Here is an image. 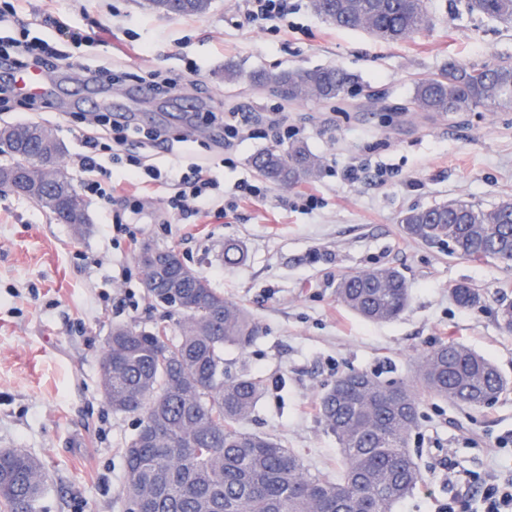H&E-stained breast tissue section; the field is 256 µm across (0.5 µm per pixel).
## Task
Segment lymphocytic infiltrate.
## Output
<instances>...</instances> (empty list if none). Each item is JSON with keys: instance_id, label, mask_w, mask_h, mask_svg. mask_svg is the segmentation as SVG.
Returning a JSON list of instances; mask_svg holds the SVG:
<instances>
[{"instance_id": "1", "label": "lymphocytic infiltrate", "mask_w": 512, "mask_h": 512, "mask_svg": "<svg viewBox=\"0 0 512 512\" xmlns=\"http://www.w3.org/2000/svg\"><path fill=\"white\" fill-rule=\"evenodd\" d=\"M72 65L70 56L49 41L15 38L0 41V106L11 103L23 111L49 108L50 102L46 96H24L18 93L12 81V71L36 69L51 78ZM193 136L194 132L190 129L173 138L162 128L145 130L128 114L114 118L92 113L82 139L86 152L79 161L80 169L87 174L82 187L98 198L122 202L130 213L131 222L127 225L117 224V232L129 239H136L137 232L131 223L138 220L142 203L136 196H119L111 171L96 160L97 153L104 150L111 152L113 160H127L134 169L135 179L144 184L145 188L177 184L178 190L168 198L167 205L177 211L182 219L211 211L216 216H223V207L215 203L214 192L218 190L219 184L212 173L209 159H202L193 164L188 173L179 175L174 165L159 166L148 161L143 153L144 148L165 144L172 139L186 143L192 141Z\"/></svg>"}]
</instances>
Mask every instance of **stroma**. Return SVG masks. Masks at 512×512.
Segmentation results:
<instances>
[{
	"label": "stroma",
	"instance_id": "obj_1",
	"mask_svg": "<svg viewBox=\"0 0 512 512\" xmlns=\"http://www.w3.org/2000/svg\"><path fill=\"white\" fill-rule=\"evenodd\" d=\"M288 33L243 21L244 0H212L200 17H165L148 0H24L14 38L50 39L53 20L91 42L68 45L78 63L111 59L129 73L185 75L182 91L208 101L199 113L194 148L177 158L188 171L221 132L219 111L278 112L296 141L322 157L321 174L295 186L264 181L254 154L287 148L270 134L241 145L215 170L224 184L223 218L185 225L177 212L162 224L140 223L136 240L111 225L112 208L84 195L91 226L84 236L58 224L28 200L0 194V449L20 448L41 459L47 490L38 512H122L121 450L136 433L138 414L112 413L98 387L100 357L116 324L178 335L177 312L150 306L136 255L142 245L175 249L226 299L246 307L261 333L246 348L224 351L228 375L262 377L265 393L247 424L295 451L314 475L336 476L340 455L318 410L320 395L355 370L386 383L408 381L423 353L448 341L491 360L509 381L492 404L456 406L429 398L421 426L408 440L424 482L392 512H443L470 478L491 482L512 475V333L496 311L512 301V263L466 261L447 247L407 239L402 212L461 198L490 208L512 199V109L438 115L411 112L417 79L448 61L480 64L512 60V25L468 13L465 0H429L431 21L398 42L334 27L310 0H288ZM199 72L186 76L189 63ZM240 70L227 83L224 69ZM338 65L363 86L343 102H291L256 86V72ZM130 82L105 84L142 127L178 129L184 113L175 98L131 96ZM38 123L52 129L66 151L60 167L80 184L76 159L84 148L78 109L0 112V127ZM360 169L357 181L344 177ZM386 167L378 175V167ZM262 185L251 202L237 183ZM315 194L317 207L295 205ZM241 245L244 259L224 261V245ZM394 266L406 277L411 300L389 323L366 321L336 298L347 273ZM467 282L481 304L463 308L449 290Z\"/></svg>",
	"mask_w": 512,
	"mask_h": 512
}]
</instances>
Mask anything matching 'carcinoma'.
I'll return each instance as SVG.
<instances>
[{"label": "carcinoma", "mask_w": 512, "mask_h": 512, "mask_svg": "<svg viewBox=\"0 0 512 512\" xmlns=\"http://www.w3.org/2000/svg\"><path fill=\"white\" fill-rule=\"evenodd\" d=\"M149 6L166 16L203 15L211 0H149ZM311 6L338 28L362 30L389 43L430 22L428 0H311ZM466 8L512 23V0H467ZM253 79L277 89L288 85V99L294 101H341L362 91L339 66L256 73ZM410 104L442 114L511 108L512 61L470 66L451 61L415 82ZM18 129L30 136L15 146L0 143V154L10 157L3 168L14 173L8 192L85 235L87 214L70 201L72 181L57 170L30 176V169L62 150L61 141L40 125ZM252 165L266 180L290 186L315 177L323 161L304 144L293 143L286 150L255 154ZM400 223L408 238L445 243L451 255L512 261L511 199L490 209L462 199L410 208ZM169 255L178 272L177 287L154 288L148 299L181 314L179 335L169 336L164 328L115 325L101 356L99 388L107 406L117 414L141 415L138 432L122 449L125 506L136 503L143 512H391L424 476L407 450L418 415L397 410L386 393L400 392L417 411L427 398L481 406L507 388L492 362L460 343L428 350L406 383L347 373L318 400L322 420L339 446L340 473L334 479L313 475L294 451L246 429L264 392L263 381L247 373L225 374L224 349L246 347L259 335V326L175 250ZM452 295L462 307L482 299L480 289L469 285L455 286ZM336 297L375 323L398 318L410 302L406 279L393 267L342 276ZM45 487L37 457L19 449L0 451V512H38Z\"/></svg>", "instance_id": "1"}]
</instances>
